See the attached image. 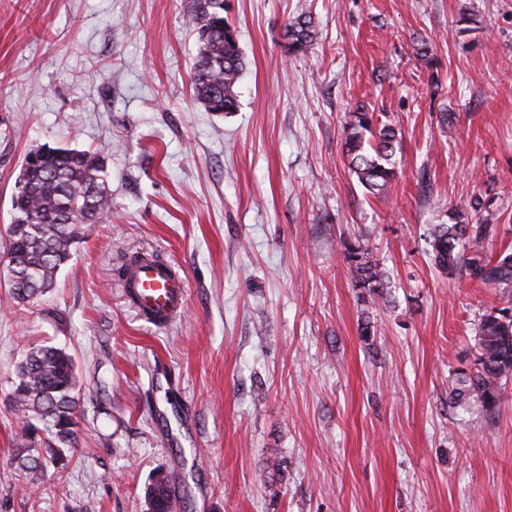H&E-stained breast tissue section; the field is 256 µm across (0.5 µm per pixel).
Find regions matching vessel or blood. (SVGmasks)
<instances>
[{
	"mask_svg": "<svg viewBox=\"0 0 512 512\" xmlns=\"http://www.w3.org/2000/svg\"><path fill=\"white\" fill-rule=\"evenodd\" d=\"M123 289L138 314L159 326L171 323L186 300L184 280L170 265L154 259L135 265Z\"/></svg>",
	"mask_w": 512,
	"mask_h": 512,
	"instance_id": "vessel-or-blood-1",
	"label": "vessel or blood"
}]
</instances>
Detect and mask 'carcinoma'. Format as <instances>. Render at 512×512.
Listing matches in <instances>:
<instances>
[{
	"instance_id": "obj_1",
	"label": "carcinoma",
	"mask_w": 512,
	"mask_h": 512,
	"mask_svg": "<svg viewBox=\"0 0 512 512\" xmlns=\"http://www.w3.org/2000/svg\"><path fill=\"white\" fill-rule=\"evenodd\" d=\"M224 0H189L190 22L197 34V54L191 73L194 98L209 112H234L237 83L245 66L236 30L224 19ZM289 55L305 54L316 39L312 16L302 10L285 26ZM400 129L393 123H374V113L359 105L345 128L343 154L348 169L366 193L385 195L397 177L393 156ZM104 162L94 152L42 146L24 158L11 196L6 250L14 255L19 276L10 288L15 300L31 302L52 288L59 269L71 257L78 228L97 224L112 211V191L105 180ZM471 208L485 212L479 224H467L451 214L449 224H437L429 246L434 264L452 275L512 288V251L488 257L479 244L496 232L489 223L490 204L476 199ZM344 260L352 272L363 311L389 303V277L383 266L360 244L345 246ZM480 322L475 366L456 371L451 395L459 403L479 398L496 406L504 382L512 380V299ZM72 357L65 349L38 345L23 351L10 392L25 419L16 460L38 471L57 459L61 449L75 445L79 398ZM154 512H174L179 499L168 478H153L146 492Z\"/></svg>"
}]
</instances>
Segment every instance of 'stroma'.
<instances>
[{
    "mask_svg": "<svg viewBox=\"0 0 512 512\" xmlns=\"http://www.w3.org/2000/svg\"><path fill=\"white\" fill-rule=\"evenodd\" d=\"M301 10L317 36L295 57ZM224 16L246 67L217 114L192 94L188 0H0V261L28 151L96 152L112 190L40 300L17 303L0 271V512H148L158 473L179 512H512V380L492 409L448 399L502 291L428 245L479 196L498 226L484 252L512 248V0H224ZM360 103L401 129L386 196L343 156ZM348 241L390 281L371 336ZM142 254L187 284L162 328L120 286ZM41 344L72 355L81 406L76 447L33 474L9 393ZM285 48L288 55L305 54L316 39V31L312 16L301 10L288 20L285 26Z\"/></svg>",
    "mask_w": 512,
    "mask_h": 512,
    "instance_id": "stroma-1",
    "label": "stroma"
}]
</instances>
